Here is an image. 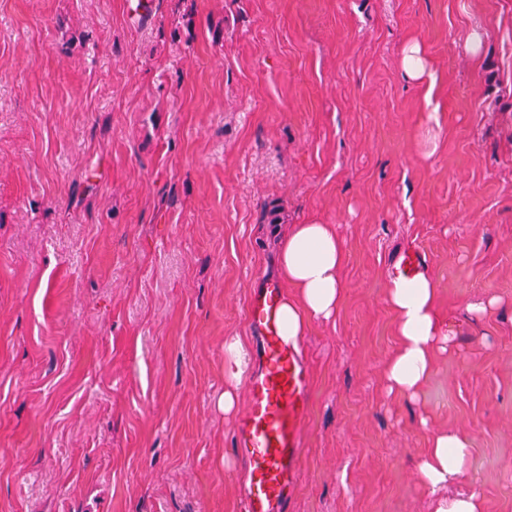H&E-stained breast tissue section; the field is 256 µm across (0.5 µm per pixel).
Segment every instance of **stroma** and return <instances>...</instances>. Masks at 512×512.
<instances>
[{
  "label": "stroma",
  "mask_w": 512,
  "mask_h": 512,
  "mask_svg": "<svg viewBox=\"0 0 512 512\" xmlns=\"http://www.w3.org/2000/svg\"><path fill=\"white\" fill-rule=\"evenodd\" d=\"M157 2L0 0V512H239L224 339L310 221L344 297L301 340L288 512H433L448 431L512 512V0ZM411 247L451 337L413 400L380 374ZM403 66L408 78L424 82L429 76L423 60V53L418 44L407 48L403 57ZM471 456V441L466 435L456 431L434 435L418 465L420 479L435 494L466 476Z\"/></svg>",
  "instance_id": "35a3bbf8"
}]
</instances>
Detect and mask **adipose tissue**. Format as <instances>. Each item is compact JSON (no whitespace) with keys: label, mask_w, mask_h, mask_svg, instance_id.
<instances>
[{"label":"adipose tissue","mask_w":512,"mask_h":512,"mask_svg":"<svg viewBox=\"0 0 512 512\" xmlns=\"http://www.w3.org/2000/svg\"><path fill=\"white\" fill-rule=\"evenodd\" d=\"M345 260L344 246L334 227L312 222L296 224L283 233L278 245V267L287 290L279 314L286 342L298 344L315 319L335 316L344 287L338 272ZM438 286L429 276H395L386 283V300L395 316L398 348L385 362L381 375L389 392L415 396L433 372L436 345L447 342L436 305ZM249 352L239 336L224 340L225 412L236 407V389L247 377ZM472 456L470 439L451 431L431 437L418 465L422 482L437 492L434 512H484L477 493L448 497L439 491L450 482L463 479Z\"/></svg>","instance_id":"1"}]
</instances>
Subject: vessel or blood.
I'll return each mask as SVG.
<instances>
[{"mask_svg":"<svg viewBox=\"0 0 512 512\" xmlns=\"http://www.w3.org/2000/svg\"><path fill=\"white\" fill-rule=\"evenodd\" d=\"M281 290L266 282L247 315L256 328L261 369L249 382L250 404L235 444L246 457L242 512H288L300 476V435L310 372L281 336Z\"/></svg>","mask_w":512,"mask_h":512,"instance_id":"obj_1","label":"vessel or blood"}]
</instances>
